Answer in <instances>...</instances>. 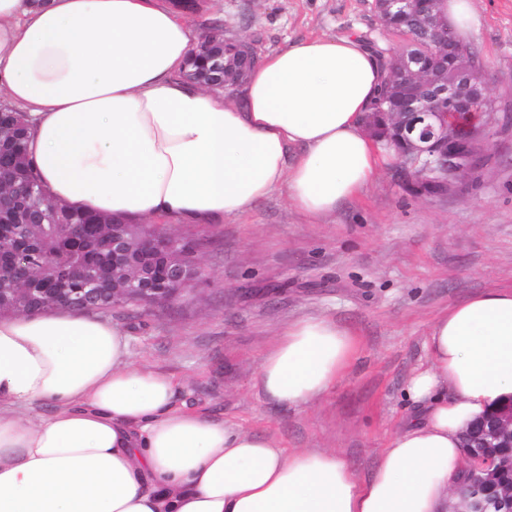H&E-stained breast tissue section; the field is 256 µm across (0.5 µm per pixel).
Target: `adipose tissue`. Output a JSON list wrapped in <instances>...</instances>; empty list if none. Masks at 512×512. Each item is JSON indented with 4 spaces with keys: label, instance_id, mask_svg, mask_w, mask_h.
I'll return each mask as SVG.
<instances>
[{
    "label": "adipose tissue",
    "instance_id": "1",
    "mask_svg": "<svg viewBox=\"0 0 512 512\" xmlns=\"http://www.w3.org/2000/svg\"><path fill=\"white\" fill-rule=\"evenodd\" d=\"M195 47L165 0H0V92L22 110L48 198L130 220L207 224L275 190L309 221L362 194L380 158L362 118L386 72L362 42L264 55L224 103L183 71ZM408 417L368 476L335 451L275 447L174 403L88 311L0 316V512H449L468 426L512 398V289L440 313ZM357 351L329 317L283 328L255 384L314 405ZM37 402L49 413L31 416Z\"/></svg>",
    "mask_w": 512,
    "mask_h": 512
}]
</instances>
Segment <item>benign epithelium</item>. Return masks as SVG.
I'll list each match as a JSON object with an SVG mask.
<instances>
[{"label":"benign epithelium","instance_id":"7a95c632","mask_svg":"<svg viewBox=\"0 0 512 512\" xmlns=\"http://www.w3.org/2000/svg\"><path fill=\"white\" fill-rule=\"evenodd\" d=\"M383 4L384 29L399 32L391 18L407 12L418 19L419 29L404 34L405 39L427 38L437 49L427 59L415 52L397 56L405 111L371 112L366 127L375 139L397 145L406 160L425 162L423 171L412 179L414 188H450L477 158L478 145L471 144L464 135L465 124L453 117L467 118L490 99L483 68L457 48L453 32L437 14L436 0H383ZM225 64L224 52L210 55L212 80L222 88ZM425 82L431 90L429 99L421 94ZM106 249L109 262L103 267L85 264L58 271L54 307L90 308L108 302L121 307L130 298L161 305L188 290L199 274L198 247L158 235L148 224H112ZM507 426H512V403L488 414L477 437H466L465 470L472 473V481L461 496L462 512H512V494L490 497L486 489L498 471L512 469V455L490 457L486 452L497 445Z\"/></svg>","mask_w":512,"mask_h":512}]
</instances>
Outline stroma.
<instances>
[{"label": "stroma", "mask_w": 512, "mask_h": 512, "mask_svg": "<svg viewBox=\"0 0 512 512\" xmlns=\"http://www.w3.org/2000/svg\"><path fill=\"white\" fill-rule=\"evenodd\" d=\"M194 35L218 18L257 55L317 37L403 42L385 31L374 0H207ZM475 49L498 108L485 120L477 170L449 190L408 192L399 162L380 149L374 183L318 224L273 192L214 224L167 221L200 242L201 273L163 306L106 309L126 329L134 361L177 384L176 401L277 447L336 450L367 475L413 408L403 395L427 360L432 320L491 288L512 289V0H474ZM321 314L351 329L357 352L314 406L268 402L254 385L260 354L276 333Z\"/></svg>", "instance_id": "stroma-1"}]
</instances>
